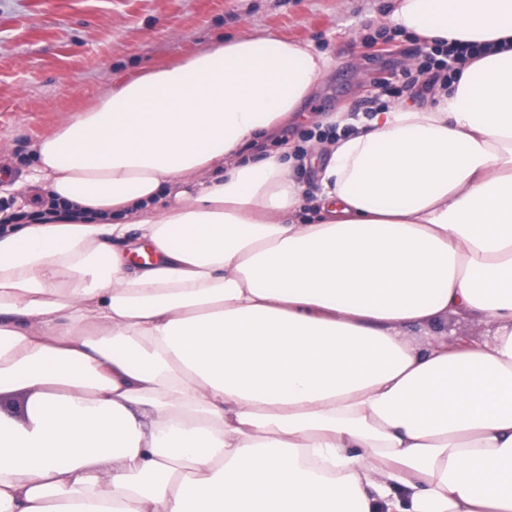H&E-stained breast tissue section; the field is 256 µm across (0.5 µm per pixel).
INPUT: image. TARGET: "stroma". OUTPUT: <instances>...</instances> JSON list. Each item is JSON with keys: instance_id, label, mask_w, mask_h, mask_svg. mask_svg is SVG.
<instances>
[{"instance_id": "stroma-1", "label": "stroma", "mask_w": 512, "mask_h": 512, "mask_svg": "<svg viewBox=\"0 0 512 512\" xmlns=\"http://www.w3.org/2000/svg\"><path fill=\"white\" fill-rule=\"evenodd\" d=\"M393 0H0V212L39 207L44 188L23 194L33 173L30 146L95 104L112 82L180 61L239 35L273 33L310 43L334 60L319 92L304 101L307 119L289 126L314 141L310 116L423 106V83L377 95L374 77L412 61L411 35L393 54L370 39L385 32Z\"/></svg>"}]
</instances>
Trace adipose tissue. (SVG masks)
I'll use <instances>...</instances> for the list:
<instances>
[{"label": "adipose tissue", "instance_id": "adipose-tissue-1", "mask_svg": "<svg viewBox=\"0 0 512 512\" xmlns=\"http://www.w3.org/2000/svg\"><path fill=\"white\" fill-rule=\"evenodd\" d=\"M389 21L482 53L433 104L322 116L313 194L308 150L248 153L334 61L271 33L33 145L86 217L0 229V512H512V0ZM434 330L447 331L448 344H453L464 336L477 337L481 335L483 327L471 318L452 314L448 317V323L434 327Z\"/></svg>", "mask_w": 512, "mask_h": 512}]
</instances>
